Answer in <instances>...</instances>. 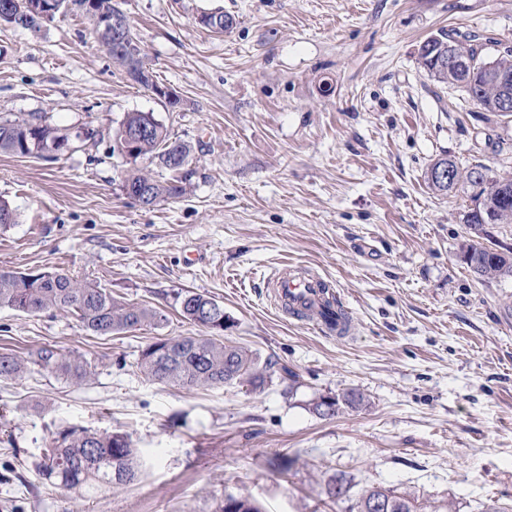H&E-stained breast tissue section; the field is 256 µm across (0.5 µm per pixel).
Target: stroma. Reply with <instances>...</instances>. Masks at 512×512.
Returning <instances> with one entry per match:
<instances>
[{
    "instance_id": "1",
    "label": "stroma",
    "mask_w": 512,
    "mask_h": 512,
    "mask_svg": "<svg viewBox=\"0 0 512 512\" xmlns=\"http://www.w3.org/2000/svg\"><path fill=\"white\" fill-rule=\"evenodd\" d=\"M144 66L179 99L130 82L65 14L40 29L0 23V118L45 117L93 139L54 161L0 152V268L57 269L159 310L111 336L63 311L0 307V512H352L381 487L420 512L512 503V281L478 280L459 257L466 191H431L441 156L512 172V116L437 83L418 49L475 34L512 53V0H118ZM222 10L216 34L196 22ZM151 112L191 143L192 184L151 208L121 186L113 146L126 113ZM289 267L326 281L348 336L279 311L266 287ZM224 306V342L278 360L294 384L182 388L138 369L153 341L188 336L179 297ZM44 348L86 364L77 381L34 365ZM370 404L335 416L322 396ZM120 432L136 477L79 499L40 479L43 448L70 433ZM351 477L336 498L338 473ZM327 400H332V403L328 404ZM367 398L364 393L358 390H351L350 392H345L342 395L336 397H322L319 401L314 403L313 410L316 414L320 416H334L342 406H346L348 408H358L360 406L366 405ZM328 406L331 409V412L325 413L324 407Z\"/></svg>"
}]
</instances>
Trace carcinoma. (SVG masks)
<instances>
[{
	"label": "carcinoma",
	"instance_id": "obj_1",
	"mask_svg": "<svg viewBox=\"0 0 512 512\" xmlns=\"http://www.w3.org/2000/svg\"><path fill=\"white\" fill-rule=\"evenodd\" d=\"M72 13L88 20L97 40L110 57L127 74L130 81L142 84L137 73L144 70L137 42L122 54L112 52V15L120 12L113 0H64ZM458 48V56L475 58L481 44L476 37L458 33H442L425 40L418 51L420 65L436 81L462 89L472 103L486 112L499 111L503 94L495 75L506 71L512 75V55L490 60L492 68L471 72L469 68L448 58V45ZM69 141V136L46 124L41 118H17L0 121V152L16 156L54 158V147ZM118 143L129 148L126 154L131 172L123 188L135 194H144L159 204L183 196L193 171L186 168L170 180L156 179L150 170L139 167L143 159L162 169H168L169 157L178 151L189 160L191 146L171 136L167 126L151 112H129L120 124ZM451 163L456 184L469 188L471 205L464 214V222L474 230L483 227L480 215L488 210L495 214V223L512 224V176L490 173L478 164L462 168L448 157L437 159L431 168ZM464 263L480 279L512 278V254L500 252L474 239L461 247ZM0 307L25 313L63 310L76 316L86 331L94 335H111L142 326L157 325L165 320L158 312L134 303L116 300L104 288L82 282L67 273L51 270L0 269ZM180 315L194 326L197 333L159 339L146 346L139 362L141 373L150 380L174 383L186 387H219L238 383L254 390L264 388L276 373V362L260 360L250 350L226 345L212 336L224 320V306L217 300L196 292H186L180 302ZM35 364L49 370H63L81 381L89 371L80 363H71L51 349L38 355ZM23 369L21 360L12 353H0V380H10ZM367 403L358 390L332 398L322 397L314 403L316 414L331 416L341 407L358 408ZM38 470L51 485L82 496H91L114 484L127 483L135 478L134 449L127 437L120 433L81 432L63 446L45 449ZM362 495H381L389 505L388 512H417L415 501L392 490L372 488Z\"/></svg>",
	"mask_w": 512,
	"mask_h": 512
}]
</instances>
